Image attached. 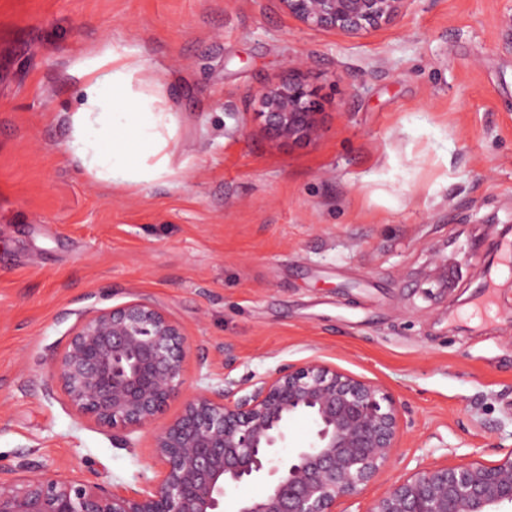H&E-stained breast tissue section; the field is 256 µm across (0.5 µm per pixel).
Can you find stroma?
<instances>
[{
	"label": "stroma",
	"mask_w": 512,
	"mask_h": 512,
	"mask_svg": "<svg viewBox=\"0 0 512 512\" xmlns=\"http://www.w3.org/2000/svg\"><path fill=\"white\" fill-rule=\"evenodd\" d=\"M137 64L170 172L78 165L84 70ZM319 130L262 131L295 62ZM463 275L426 299L438 250ZM149 302L201 373L248 383L316 357L401 408L390 462L334 512L424 468L512 453V0H407L358 34L278 0H0V466L140 488L152 430H101L51 359L91 307Z\"/></svg>",
	"instance_id": "obj_1"
}]
</instances>
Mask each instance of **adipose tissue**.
<instances>
[{"mask_svg":"<svg viewBox=\"0 0 512 512\" xmlns=\"http://www.w3.org/2000/svg\"><path fill=\"white\" fill-rule=\"evenodd\" d=\"M134 71L127 63L90 78L85 104L72 115V146L76 160L97 175L140 183L168 174L169 157L159 116L128 94Z\"/></svg>","mask_w":512,"mask_h":512,"instance_id":"1","label":"adipose tissue"}]
</instances>
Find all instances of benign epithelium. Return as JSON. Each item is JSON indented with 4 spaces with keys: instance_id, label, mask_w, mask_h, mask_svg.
Wrapping results in <instances>:
<instances>
[{
    "instance_id": "obj_1",
    "label": "benign epithelium",
    "mask_w": 512,
    "mask_h": 512,
    "mask_svg": "<svg viewBox=\"0 0 512 512\" xmlns=\"http://www.w3.org/2000/svg\"><path fill=\"white\" fill-rule=\"evenodd\" d=\"M304 25L358 33L393 21L406 0H278ZM271 140L317 133L313 92L299 75L260 99ZM428 281L448 288V258ZM189 340L156 306L130 301L80 315L52 358L54 383L77 413L127 435L149 427L185 384ZM315 425L309 445L288 447V424ZM400 408L381 386L317 358L281 367L252 384L209 383L186 396L181 413L153 435L157 469L142 488L48 477L22 461L0 468V512H333L336 500L366 487L400 435ZM264 479L267 492H244ZM512 506V453L419 469L370 512H502Z\"/></svg>"
}]
</instances>
